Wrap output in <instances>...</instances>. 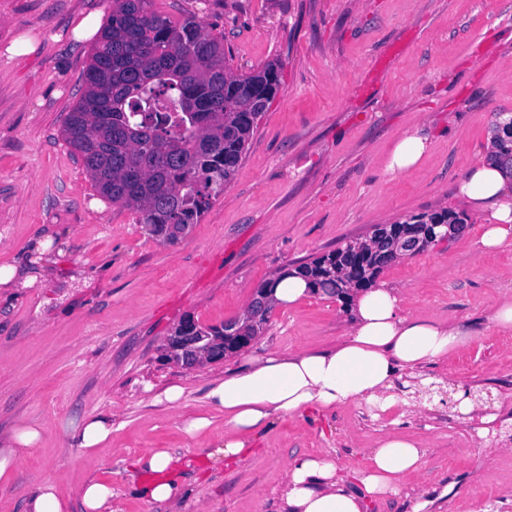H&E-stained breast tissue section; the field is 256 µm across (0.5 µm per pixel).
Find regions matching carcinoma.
Returning <instances> with one entry per match:
<instances>
[{
  "instance_id": "carcinoma-1",
  "label": "carcinoma",
  "mask_w": 512,
  "mask_h": 512,
  "mask_svg": "<svg viewBox=\"0 0 512 512\" xmlns=\"http://www.w3.org/2000/svg\"><path fill=\"white\" fill-rule=\"evenodd\" d=\"M154 0H112V16L84 75V92L62 134L80 157L94 188L139 215L148 234L169 243L190 232L224 194L258 121L280 86V69L235 73L224 38L193 14L178 22ZM490 160L512 178V139L498 137ZM467 227L444 209L377 226L291 272L316 293L346 298L366 288L392 260L399 236L437 241L436 229Z\"/></svg>"
}]
</instances>
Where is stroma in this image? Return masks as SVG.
Masks as SVG:
<instances>
[{
  "mask_svg": "<svg viewBox=\"0 0 512 512\" xmlns=\"http://www.w3.org/2000/svg\"><path fill=\"white\" fill-rule=\"evenodd\" d=\"M102 5L0 0V267L37 277L31 288L0 287V439L24 423L43 429L0 487V512H26L43 481L79 512L75 491L89 478L111 485L120 512H280L288 458L328 451L352 472L389 433L425 451L404 492L451 485L429 512H512V451L478 438L449 389L428 394L432 410L397 420L350 402L276 422L241 462L182 470L184 493L166 504L145 501L125 470L152 448L205 460L224 433L204 392L232 358L192 369L160 359L186 316L239 317L288 268L376 225L443 209L463 214L466 232L392 262L379 279L397 288L403 315L465 335L425 377L472 394L512 433V331L489 320L512 294V247L479 253L483 215L457 196L496 115H512V0H155L171 20L191 11L223 33L233 66L281 65L234 178L174 245L100 197L62 136L95 45L75 30ZM22 37L31 50L12 54ZM415 128L428 152L388 174L396 140ZM349 322L341 300L313 293L274 308L250 347H327ZM173 385L184 389L176 406L160 399ZM194 416L211 425L191 438L181 423ZM91 417L109 419L112 435L86 453L77 434Z\"/></svg>",
  "mask_w": 512,
  "mask_h": 512,
  "instance_id": "35a3bbf8",
  "label": "stroma"
}]
</instances>
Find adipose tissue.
I'll return each instance as SVG.
<instances>
[{
	"label": "adipose tissue",
	"mask_w": 512,
	"mask_h": 512,
	"mask_svg": "<svg viewBox=\"0 0 512 512\" xmlns=\"http://www.w3.org/2000/svg\"><path fill=\"white\" fill-rule=\"evenodd\" d=\"M429 138L419 130L405 132L395 143L386 170L400 175L427 153ZM462 200L485 211L477 245L490 253L512 247V181L500 169L478 162L462 178ZM349 329L335 346L257 355L242 351L238 367L211 382L206 398L224 414V436L215 451L225 464L238 463L255 451L254 439L274 421L323 413L347 402H364L381 412L400 407L411 413L418 402L399 396L395 381L421 376L424 368L448 357L463 342L452 325L403 316L397 289L381 282L352 291ZM41 439L39 426L26 424L10 446L0 448V485ZM425 452L396 434L382 438L363 468L359 490L344 484L341 468L330 454L294 456L285 469L282 512H368L371 504L400 495L406 474L419 471ZM181 460L168 450L152 449L129 463L132 473H160L140 493L157 504L180 497L183 485L171 471Z\"/></svg>",
	"instance_id": "ef3b65f1"
}]
</instances>
